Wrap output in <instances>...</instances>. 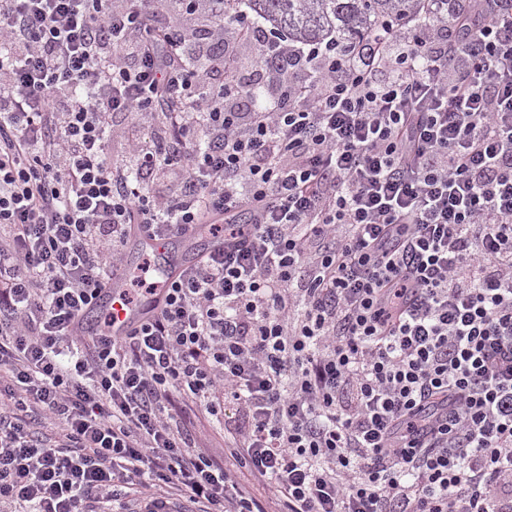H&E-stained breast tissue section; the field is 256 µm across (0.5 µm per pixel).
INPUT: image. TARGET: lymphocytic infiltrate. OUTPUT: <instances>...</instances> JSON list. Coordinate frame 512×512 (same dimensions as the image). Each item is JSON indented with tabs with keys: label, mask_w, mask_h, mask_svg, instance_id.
<instances>
[{
	"label": "lymphocytic infiltrate",
	"mask_w": 512,
	"mask_h": 512,
	"mask_svg": "<svg viewBox=\"0 0 512 512\" xmlns=\"http://www.w3.org/2000/svg\"><path fill=\"white\" fill-rule=\"evenodd\" d=\"M167 11L0 0V512H267L169 425L176 397L234 410L282 512H512V12L278 46L238 112L264 75L208 47L260 31ZM204 225L223 251L149 321L81 331L134 233Z\"/></svg>",
	"instance_id": "lymphocytic-infiltrate-1"
}]
</instances>
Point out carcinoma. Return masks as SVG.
Instances as JSON below:
<instances>
[{
    "mask_svg": "<svg viewBox=\"0 0 512 512\" xmlns=\"http://www.w3.org/2000/svg\"><path fill=\"white\" fill-rule=\"evenodd\" d=\"M253 19L274 33L306 45L330 39L343 48L365 41L382 22L425 25L434 15H421L422 0H246Z\"/></svg>",
    "mask_w": 512,
    "mask_h": 512,
    "instance_id": "cac0c4a2",
    "label": "carcinoma"
}]
</instances>
